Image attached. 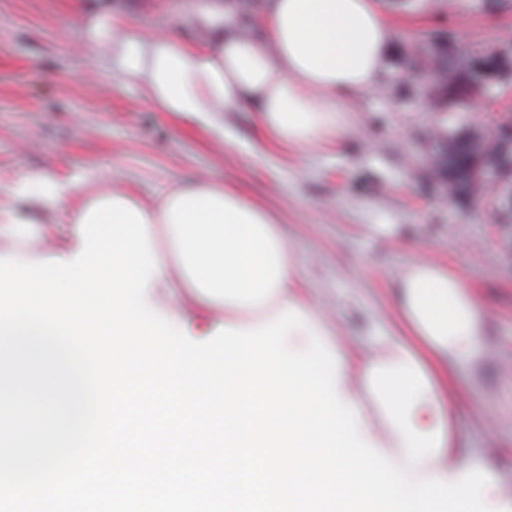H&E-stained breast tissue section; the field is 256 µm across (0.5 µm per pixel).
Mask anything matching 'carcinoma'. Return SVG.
<instances>
[{"mask_svg":"<svg viewBox=\"0 0 512 512\" xmlns=\"http://www.w3.org/2000/svg\"><path fill=\"white\" fill-rule=\"evenodd\" d=\"M425 57L441 73L439 86L443 104L448 110V144L440 148L438 156L448 157V191L459 198V205L467 206L486 190V181L471 173L474 159L471 154L470 136H456L455 123L470 103L484 94V87L477 79L481 71L499 76H509L512 85V38L500 40L494 49L479 46L468 53L458 50L453 34H430L426 37Z\"/></svg>","mask_w":512,"mask_h":512,"instance_id":"cac0c4a2","label":"carcinoma"}]
</instances>
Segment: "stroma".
I'll return each instance as SVG.
<instances>
[{
    "instance_id": "1",
    "label": "stroma",
    "mask_w": 512,
    "mask_h": 512,
    "mask_svg": "<svg viewBox=\"0 0 512 512\" xmlns=\"http://www.w3.org/2000/svg\"><path fill=\"white\" fill-rule=\"evenodd\" d=\"M196 2L0 0V191L30 171L76 185L78 206L112 190L152 205L203 177L236 187L278 216L306 269L300 292L333 307L346 345L369 326L401 336L391 288L415 256L460 270L488 313V349L457 369L459 432L512 474V215L445 199L433 158L446 115L409 69L431 32L452 31L464 50L512 35V0H382L394 22L386 73L351 101L356 132L311 149L273 146L247 110L215 127L158 111L119 59L96 57L92 17L118 7L131 30L157 33Z\"/></svg>"
}]
</instances>
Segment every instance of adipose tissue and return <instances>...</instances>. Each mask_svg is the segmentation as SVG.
Wrapping results in <instances>:
<instances>
[{"mask_svg": "<svg viewBox=\"0 0 512 512\" xmlns=\"http://www.w3.org/2000/svg\"><path fill=\"white\" fill-rule=\"evenodd\" d=\"M257 20L264 29L259 39L242 29L236 0H207L178 15L173 31L145 40L117 17L108 26L94 20L90 28L96 39L110 38L125 77L144 81L148 102L162 111L204 113L216 125L223 113L252 106L260 128L287 147L351 134L350 115L336 101L371 88L385 70L393 27L379 0H264ZM181 27L203 36L200 48L178 39ZM34 185L41 207L64 214L73 230L54 256L73 259L82 247L77 228L87 209L73 206L77 188L67 182L39 174L19 180L8 198H0V238L17 237L27 224L16 202L28 199ZM139 211L149 229L163 231L162 241L152 244L158 272L147 287L150 306L179 284L223 308V323L232 328L265 326L278 313L299 309L338 359L336 386L357 409L362 438L403 475L456 481L484 467L481 457L465 450L456 428L454 368L479 361L486 346V313L459 271L425 257L406 264L396 303L411 342L370 335L371 354L357 364L339 348L325 309L300 295L303 264L258 202L202 178Z\"/></svg>", "mask_w": 512, "mask_h": 512, "instance_id": "obj_1", "label": "adipose tissue"}]
</instances>
